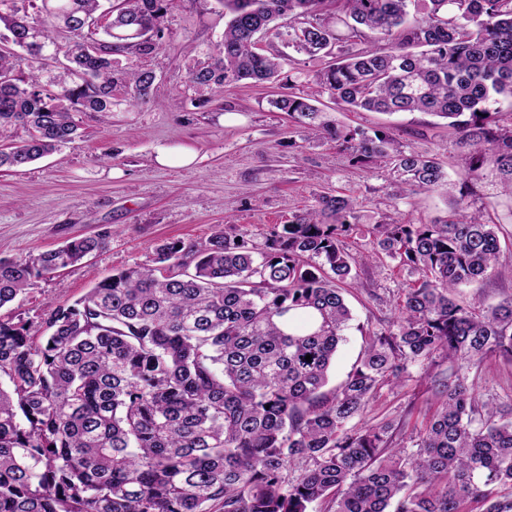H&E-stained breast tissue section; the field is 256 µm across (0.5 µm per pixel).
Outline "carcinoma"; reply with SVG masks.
<instances>
[{
  "instance_id": "obj_1",
  "label": "carcinoma",
  "mask_w": 512,
  "mask_h": 512,
  "mask_svg": "<svg viewBox=\"0 0 512 512\" xmlns=\"http://www.w3.org/2000/svg\"><path fill=\"white\" fill-rule=\"evenodd\" d=\"M219 41L187 68L200 92L243 81L308 134L359 163L382 160L399 196L451 185L437 159L387 130L342 127L315 105L429 112L468 147L465 176L491 168L512 195V0H217ZM175 0H0V168L74 140L78 112L108 118L150 101L157 73L138 60L173 39ZM315 61L311 92L285 74ZM25 137L16 139L18 130ZM469 193L429 224L372 225L373 255L418 272L332 392L323 388L352 318L343 285L358 260L342 238L359 201L325 193L258 251L216 230L177 239L45 312L48 334L11 304L35 278L106 245L75 238L0 258V512H512V411L448 375L429 377L435 409L416 451L402 423L361 422L411 362L512 359V297L459 303L458 288L509 269L498 225ZM311 361H306V356ZM307 464L288 477V470Z\"/></svg>"
}]
</instances>
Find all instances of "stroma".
I'll return each instance as SVG.
<instances>
[{
	"mask_svg": "<svg viewBox=\"0 0 512 512\" xmlns=\"http://www.w3.org/2000/svg\"><path fill=\"white\" fill-rule=\"evenodd\" d=\"M217 0H180L169 17L173 41L145 66L159 76L148 104L115 110L110 119L77 114L78 136L61 153L0 172V258H25L80 236H106V248L59 275L34 279L14 305L17 314L40 321L47 307L75 301L112 271L148 260L157 243L206 239L215 228L248 233L263 246L271 232L316 205L320 195L359 198L360 234L348 238L353 255L372 248L363 231L382 215L402 224H425L444 215L448 193L438 189L396 198L383 162L353 163L348 150L324 140H304L286 113L271 104L276 91L239 84L198 93L187 89L185 39L207 45L220 39L224 21ZM338 124L366 132L386 128L405 145L428 152L461 186L466 151L444 120L426 112L385 115L348 112L325 100ZM166 150L193 155L192 164L159 165ZM486 172L474 185L486 217L512 238V197L501 194ZM345 297L352 319L335 362L333 379L352 369L373 330L417 273L398 260L359 265ZM447 360L408 364L400 385L384 386L365 408L364 421L403 422L396 441L409 444L415 425L432 412L426 373L447 372ZM479 398L506 401L512 395V361L453 366Z\"/></svg>",
	"mask_w": 512,
	"mask_h": 512,
	"instance_id": "obj_1",
	"label": "stroma"
}]
</instances>
